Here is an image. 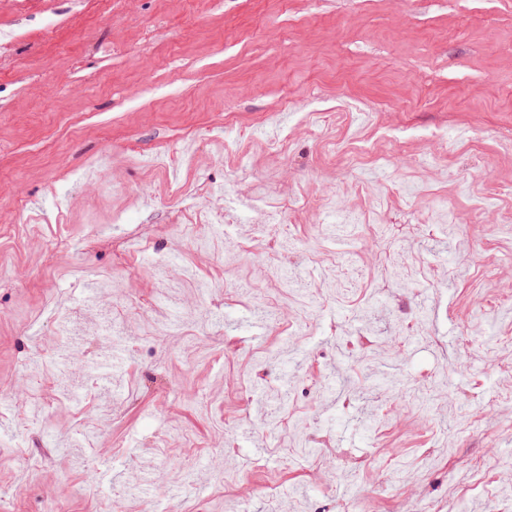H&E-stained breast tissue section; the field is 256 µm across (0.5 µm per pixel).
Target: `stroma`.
Returning <instances> with one entry per match:
<instances>
[{
    "instance_id": "stroma-1",
    "label": "stroma",
    "mask_w": 512,
    "mask_h": 512,
    "mask_svg": "<svg viewBox=\"0 0 512 512\" xmlns=\"http://www.w3.org/2000/svg\"><path fill=\"white\" fill-rule=\"evenodd\" d=\"M244 168L293 210L236 213L228 265L185 219ZM347 175L387 223L306 206ZM511 207L512 0H0V512H512ZM73 335L79 399L35 414Z\"/></svg>"
}]
</instances>
